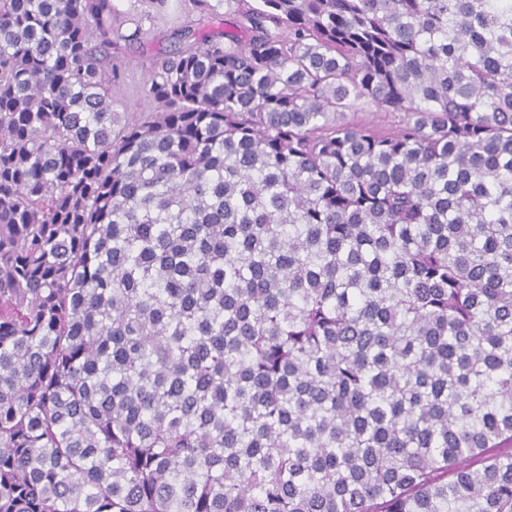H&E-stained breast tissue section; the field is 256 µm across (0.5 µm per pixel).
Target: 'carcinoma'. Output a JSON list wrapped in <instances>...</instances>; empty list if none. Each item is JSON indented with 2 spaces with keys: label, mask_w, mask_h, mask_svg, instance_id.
Masks as SVG:
<instances>
[{
  "label": "carcinoma",
  "mask_w": 512,
  "mask_h": 512,
  "mask_svg": "<svg viewBox=\"0 0 512 512\" xmlns=\"http://www.w3.org/2000/svg\"><path fill=\"white\" fill-rule=\"evenodd\" d=\"M169 2L0 0V512H512V0H178L123 122ZM171 3L173 5V8L166 17L155 20V22L151 24L149 21L144 22V29H150V33H148L147 35V41L151 42L153 38L158 36L159 33L162 34L163 32L165 33L167 31H170L173 28V26H176V24H178L179 21L183 20L184 15L182 14V16H180V9L178 7V3ZM148 75L140 64L130 67L125 87L120 91L119 98L122 106L117 107L119 112H144L147 102L141 97L139 87L147 79ZM400 116L401 113L396 112L393 114L387 113V116L385 117V113L376 112L375 107L369 108L368 106H356L349 112H346L344 120L349 122H361L374 126L386 124L387 128H392L394 130L398 126Z\"/></svg>",
  "instance_id": "cac0c4a2"
}]
</instances>
